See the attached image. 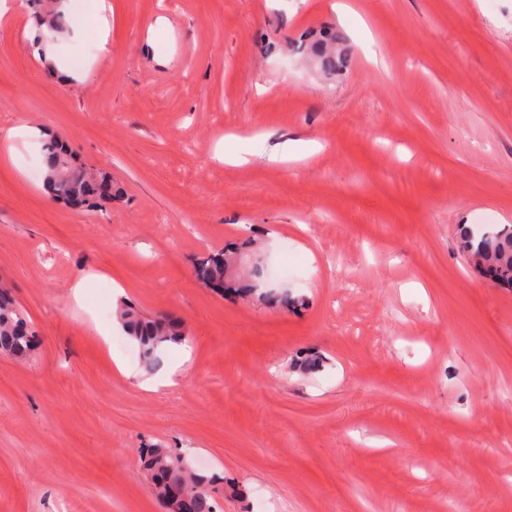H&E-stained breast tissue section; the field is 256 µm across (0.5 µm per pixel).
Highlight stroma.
<instances>
[{
  "mask_svg": "<svg viewBox=\"0 0 512 512\" xmlns=\"http://www.w3.org/2000/svg\"><path fill=\"white\" fill-rule=\"evenodd\" d=\"M82 3L65 82L0 0V282L39 340L0 353V512H164L155 445L223 474L221 512H512V288L458 235L512 225V0H109L105 38ZM325 28L333 74L299 51ZM43 131L121 198L49 199ZM286 138L319 149L268 161ZM228 240L298 309L199 284ZM95 285L185 342L145 366Z\"/></svg>",
  "mask_w": 512,
  "mask_h": 512,
  "instance_id": "stroma-1",
  "label": "stroma"
}]
</instances>
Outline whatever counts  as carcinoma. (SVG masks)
<instances>
[{
	"instance_id": "1",
	"label": "carcinoma",
	"mask_w": 512,
	"mask_h": 512,
	"mask_svg": "<svg viewBox=\"0 0 512 512\" xmlns=\"http://www.w3.org/2000/svg\"><path fill=\"white\" fill-rule=\"evenodd\" d=\"M37 22L52 32L61 31L66 25L65 15L56 9L55 0H38ZM310 52L328 71L347 63V56L336 54V35L333 33H325L311 46ZM42 156L45 187L56 200L87 212H98L123 193L122 187L112 180L108 172L100 169L92 171L83 166L68 142L53 133L46 135L43 140ZM463 243L481 274L500 285L512 287V228L475 231L465 225ZM238 258V252L232 249L203 255L194 263L196 279L218 292L226 290L255 297L271 307L287 309L295 306L296 300L286 293L258 292L255 279L260 277L259 268H254L247 277L235 274ZM117 317L148 365L153 364L159 349L178 345L185 340L182 326L172 318L145 316L127 304L117 309ZM35 346V335L25 312L12 298L9 288L1 286L0 351L23 358ZM142 465L158 499L168 497L170 485L181 483V470L184 469L188 476L187 503L180 512H216L213 497L215 478L198 474L185 457L172 455L166 448H146Z\"/></svg>"
}]
</instances>
